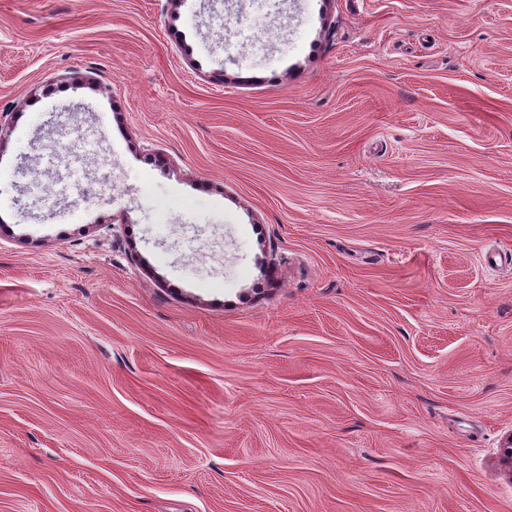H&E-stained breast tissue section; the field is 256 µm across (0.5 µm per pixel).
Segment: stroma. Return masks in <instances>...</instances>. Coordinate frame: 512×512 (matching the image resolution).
<instances>
[{
    "mask_svg": "<svg viewBox=\"0 0 512 512\" xmlns=\"http://www.w3.org/2000/svg\"><path fill=\"white\" fill-rule=\"evenodd\" d=\"M511 439L512 0H0V512H512Z\"/></svg>",
    "mask_w": 512,
    "mask_h": 512,
    "instance_id": "35a3bbf8",
    "label": "stroma"
}]
</instances>
